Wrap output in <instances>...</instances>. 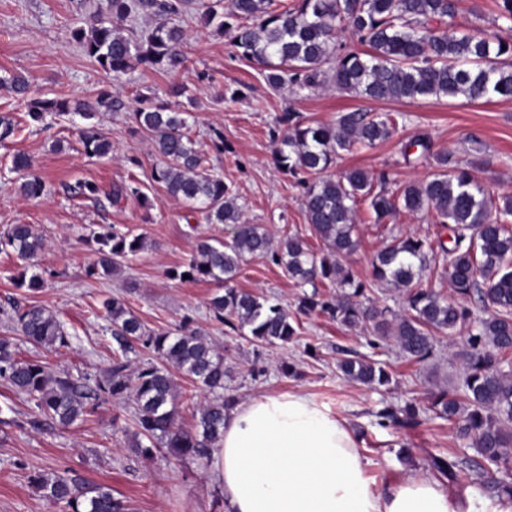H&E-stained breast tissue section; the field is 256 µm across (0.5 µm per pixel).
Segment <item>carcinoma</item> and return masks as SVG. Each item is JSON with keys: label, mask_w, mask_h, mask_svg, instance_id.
<instances>
[{"label": "carcinoma", "mask_w": 512, "mask_h": 512, "mask_svg": "<svg viewBox=\"0 0 512 512\" xmlns=\"http://www.w3.org/2000/svg\"><path fill=\"white\" fill-rule=\"evenodd\" d=\"M189 0H111L112 15L126 18L140 12L177 16ZM273 0H213L202 4L207 22L235 30L240 54L267 68L266 78L275 89L307 96L332 86L375 101H416L428 97H464L470 103L493 97L512 99V42L485 33L463 32L454 20L459 0H296L291 8L271 9ZM348 31L365 52L336 50V33ZM74 39L100 67L123 74L136 61L162 69L181 63L179 46L184 34L177 26L159 24L138 42L122 36L112 22L94 20L74 31ZM67 103L46 99L33 103L29 117L40 121L48 112H65ZM138 128L148 134L160 157L155 181L168 193L188 203L191 211L209 224H231L229 242L200 239L186 263L169 272L173 279L209 281L220 294L210 301L213 317L233 331L248 330L253 341L286 345L297 335L288 309L233 282L242 264L253 256H269L305 289L297 311L333 320L345 327L367 324L379 340L392 338L403 355L426 362L434 355V336L468 330L466 366L458 385L428 397V409L439 418L460 420L456 437L471 442L479 459L459 455H432L428 469L463 488L482 482L486 468L502 477L491 492L512 502V376L502 366L512 353V200H504L493 217L488 192L469 169L447 154H434L436 172L420 182L391 188L385 171L370 175L360 169L334 174L340 152L359 145L374 148L391 138L397 118L389 113L346 112L336 124H306L293 114L284 116L288 129L274 151V161L299 177L304 186L307 224L322 247L315 251L298 235L283 237L272 247L260 224L242 221V211L224 179L206 165L186 132L182 112H167L145 97L134 113ZM87 154L105 156L112 142L101 129L83 130ZM21 189L30 197L43 194V179L30 174ZM369 202L378 222L399 210L418 215L434 213L448 225L450 247L437 246L446 255L448 283L453 298L414 285L436 255L434 244L409 235L391 239L372 260L374 280L403 291L407 313L395 314L368 297L367 286L345 267L343 260L355 252L354 215L360 201ZM98 259L88 272L114 274L121 262L139 252L142 241L101 227L96 235ZM44 239L29 224H14L0 233V251L12 249L28 266L42 251ZM343 289L340 295L322 291L326 285ZM118 344L107 377L91 385L82 379L55 375L40 361L19 360L11 342L0 339V378L27 395L34 406V422L49 417L69 425L94 411L102 395L114 400L134 396L135 444L144 458L163 449L172 458H210L224 435V412L232 396H218L198 408L194 429L176 422L177 382L174 368L198 388L224 389V355L215 351L196 330L173 336L148 334L141 322L114 298L105 302ZM22 335L45 347H64L68 337L55 316L45 308L30 307L18 314ZM137 339L153 349L167 366L149 365L128 371L130 341ZM349 381L369 387L386 386L391 374L380 362L358 356L338 361ZM380 425L412 428L421 412L409 402L378 413ZM30 482L48 500L62 503L68 512H134L131 503L112 494V488L90 484L83 478L35 474Z\"/></svg>", "instance_id": "1"}]
</instances>
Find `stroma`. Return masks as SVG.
I'll return each mask as SVG.
<instances>
[{"label": "stroma", "mask_w": 512, "mask_h": 512, "mask_svg": "<svg viewBox=\"0 0 512 512\" xmlns=\"http://www.w3.org/2000/svg\"><path fill=\"white\" fill-rule=\"evenodd\" d=\"M495 16V0H461L455 22L462 29L478 28L512 40V28ZM107 17L112 18L109 0H0V78L21 76L29 82L22 97L0 85V117L18 126L0 141V231L10 224H29L44 239L36 265L43 284L35 290L16 287L14 278L23 263L12 252H0V338L10 340L14 356L48 363L55 372L92 383L102 380L115 345L103 303L117 297L145 331L173 332L186 323L200 332L223 354L228 369L224 392L236 402L301 392L344 419L374 487H388L409 472L424 470L432 453L475 456L472 445L457 439L455 423L426 410L429 393L447 387L464 370L465 330H456L451 340L437 337L436 356L424 363L403 357L394 340L373 348L368 330L315 316L300 317L295 342L257 346L213 318L212 284L168 278V271L187 261L197 238L228 241L232 227L206 223L154 180L159 157L150 137L138 131L134 114L145 96L170 111L187 113L189 136L207 166L237 195L244 220L263 225L272 241L296 234L316 249L320 243L313 240L306 220L304 188L273 160L283 113H297L308 124H332L341 113L356 109L403 113L392 138L372 149L343 153L337 170H385L400 185L426 179L433 171L431 158L401 153L405 143L424 134L433 152L472 164L477 181L499 203L512 196V99L470 104L461 97L383 102L333 90L290 94L271 87L265 70L240 55L232 33H217L194 10L174 20L184 32L183 64L169 70L137 64L116 77L86 56L72 37L75 28ZM174 85L183 87V94H171ZM105 92L112 96L108 109L98 104ZM43 99L67 100L70 109L48 115L44 123H29L32 102ZM89 123L108 134L112 151L107 156L85 154L80 131ZM19 153L31 159L45 181L42 196L22 193L24 174L13 165ZM84 182L99 185L97 197L81 195ZM118 185L138 187L140 194L113 201L111 191ZM102 224L144 239L142 250L113 275L88 272L97 258L92 234ZM443 232L429 214L402 211L375 223L372 210L363 204L355 225L358 248L346 263L358 280L371 285L380 305L399 314L401 294L375 285L372 256L392 237L414 234L434 240ZM236 285L288 307L302 294L296 280L266 257L248 259ZM33 305L53 312L68 334V346L47 349L26 341L17 313ZM309 343L315 345V355L306 354ZM347 350L385 363L393 375L390 391L345 379L337 361ZM407 401L424 410L418 427L379 425L380 409ZM31 411L26 396L0 378V512H68L31 485L37 472L109 485L115 496L132 501L137 512H225L209 461H177L160 453L146 460L134 451L133 399H105L85 420L69 426L45 420L30 424Z\"/></svg>", "instance_id": "1"}]
</instances>
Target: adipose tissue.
<instances>
[{
  "mask_svg": "<svg viewBox=\"0 0 512 512\" xmlns=\"http://www.w3.org/2000/svg\"><path fill=\"white\" fill-rule=\"evenodd\" d=\"M213 458L225 512H475L424 474L372 487L346 422L301 393L232 409Z\"/></svg>",
  "mask_w": 512,
  "mask_h": 512,
  "instance_id": "adipose-tissue-1",
  "label": "adipose tissue"
}]
</instances>
